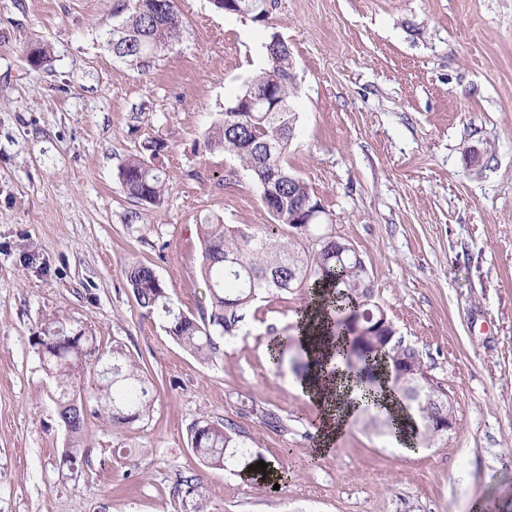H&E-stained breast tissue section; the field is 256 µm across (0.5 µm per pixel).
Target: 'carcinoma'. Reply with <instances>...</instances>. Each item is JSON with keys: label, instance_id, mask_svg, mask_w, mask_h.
<instances>
[{"label": "carcinoma", "instance_id": "cac0c4a2", "mask_svg": "<svg viewBox=\"0 0 512 512\" xmlns=\"http://www.w3.org/2000/svg\"><path fill=\"white\" fill-rule=\"evenodd\" d=\"M260 0H221L215 7L228 14H247L259 22ZM175 0L154 23H147L135 9H128L124 27L138 38L129 42L110 37L114 56L147 64L156 52L173 44L182 28ZM267 67L256 76L249 90L261 96L288 102L292 90V59L288 43L276 32L264 43ZM297 114L294 112H231L213 124L205 145L235 156L249 171L267 198L265 185L273 174L277 181L276 202L282 209L274 223L260 229L242 230L219 222L201 225V274L208 292L207 307L199 315L175 311L171 298L154 270L143 264L126 269V279L138 305L148 314L160 313L165 330L187 352L202 363L210 364L224 351V341L235 336L251 307L271 295L304 290L310 304L296 311L294 333L271 331L269 362L275 371L291 365L292 372L303 377L310 371L308 346L303 333L328 339L334 355L315 358L321 368L338 357L347 368V377L355 399L368 415V425L391 429L381 403L380 383L387 381L403 400L405 408L423 420L448 414V394L442 388L420 378L413 382L396 376L406 362L422 365L414 346L398 344L387 348L386 356L370 347L355 354V339L347 325L355 312L369 306L364 300L373 292L370 277L357 270L348 254L336 245V236H313L314 225L302 227L298 209L321 204L309 185L288 172L285 160L293 138ZM164 144L146 146L149 157L135 155L126 160L121 171L127 175L126 193L132 198L145 194L150 204L164 200L166 177L152 159ZM312 239L310 247L304 240ZM32 346L45 369L62 388L57 400L58 414L68 435L65 452L74 465L82 457L87 417L110 421L121 427L141 421L153 410L155 386L142 374L131 354L121 347L102 350L96 337L82 326L58 325L41 329L31 337ZM89 395L91 407L84 411L74 404L80 393ZM190 445L202 462L213 468L256 466L262 460L254 455L241 431L224 423L202 419L190 430ZM172 496L191 503L192 512H207V500L198 478L178 482Z\"/></svg>", "mask_w": 512, "mask_h": 512}]
</instances>
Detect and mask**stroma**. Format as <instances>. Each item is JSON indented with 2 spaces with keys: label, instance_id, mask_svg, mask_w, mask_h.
<instances>
[{
  "label": "stroma",
  "instance_id": "obj_1",
  "mask_svg": "<svg viewBox=\"0 0 512 512\" xmlns=\"http://www.w3.org/2000/svg\"><path fill=\"white\" fill-rule=\"evenodd\" d=\"M124 2L0 0V512H183L170 491L190 475L210 512H512V0H277L263 24L175 0L183 27L146 69L105 40ZM272 30L292 50L286 165L454 404V430L418 452L359 417L313 458L317 410L266 350L306 293L257 303L208 365L127 284L147 265L198 314L201 224L272 223L250 173L204 146ZM36 40L43 67L27 61ZM151 140L165 145L159 208L119 180ZM62 319L130 351L157 389L145 420L90 418L72 470L59 389L31 345ZM204 418L253 439L287 487L205 466L189 443Z\"/></svg>",
  "mask_w": 512,
  "mask_h": 512
}]
</instances>
